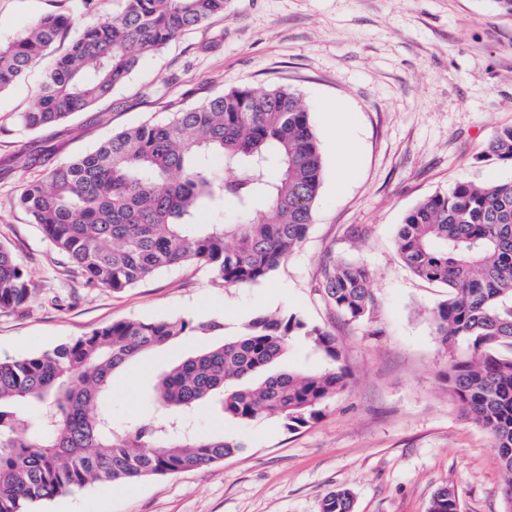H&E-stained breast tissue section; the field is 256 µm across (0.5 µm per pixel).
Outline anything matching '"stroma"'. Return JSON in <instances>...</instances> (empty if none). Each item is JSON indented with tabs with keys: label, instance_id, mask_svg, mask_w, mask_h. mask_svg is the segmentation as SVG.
<instances>
[{
	"label": "stroma",
	"instance_id": "stroma-1",
	"mask_svg": "<svg viewBox=\"0 0 512 512\" xmlns=\"http://www.w3.org/2000/svg\"><path fill=\"white\" fill-rule=\"evenodd\" d=\"M115 8V0H0V40L46 14L86 23ZM42 72L35 66L0 95V243L37 288L28 308H0V358L126 319L219 321L230 340L257 316L288 313L326 330L338 358L299 338L287 364L310 372L335 364L347 388L295 431L275 417L241 424L200 408L191 428L223 432L240 449L202 469L97 484L35 512H322L341 487L353 492L354 512H428L444 487L458 492L460 512H506L493 441L448 393V361L468 352L463 342L446 349L429 317L448 291L404 266L395 230L408 209L456 183L512 179V168L484 156L497 129L512 126V14L496 0H227L223 15L147 57L112 98L32 133L16 116L33 104ZM242 84L298 92L325 160L308 235L267 280L222 287L187 263L119 293L90 286L14 206L27 184L113 132ZM329 101L344 110L342 131L323 110ZM344 135L358 155L343 171ZM341 261L371 275L376 303L365 320L348 319L325 294V275ZM203 342L185 337L117 374L114 416L149 418L155 375Z\"/></svg>",
	"mask_w": 512,
	"mask_h": 512
}]
</instances>
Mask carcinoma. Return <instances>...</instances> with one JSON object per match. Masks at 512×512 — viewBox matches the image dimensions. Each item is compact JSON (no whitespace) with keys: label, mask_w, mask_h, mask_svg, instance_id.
Instances as JSON below:
<instances>
[{"label":"carcinoma","mask_w":512,"mask_h":512,"mask_svg":"<svg viewBox=\"0 0 512 512\" xmlns=\"http://www.w3.org/2000/svg\"><path fill=\"white\" fill-rule=\"evenodd\" d=\"M118 11L69 36L68 14L35 19L0 41V94L50 58L31 108L19 124L39 132L66 123L112 97L143 60L183 31L224 14L225 0H118ZM71 37L55 53L57 41ZM217 156L216 168L209 159ZM512 166V126L482 157ZM324 160L300 95L279 86L231 88L155 123L115 132L95 150L64 161L16 198L86 283L121 292L185 263L208 267L226 286L267 279L305 239L319 196ZM231 172V177L224 172ZM231 204V224H200L214 205ZM404 265L448 289L430 311L440 342L459 339L469 354L451 357L448 391L498 448L504 490L512 491V180L460 182L403 215L396 235ZM326 292L347 317L375 305L366 269L339 262ZM35 284L0 244V308L22 309ZM217 321L123 320L52 350L0 358V512L31 506L94 484H117L209 466L241 444L201 437L184 418L207 403L228 420L266 415L290 430L319 418L346 388L345 374H305L281 365L295 336H307L331 360L334 339L294 315H264L233 340L205 346L154 381V420L117 422L114 374L142 356ZM322 512H354L347 488L329 493ZM429 512H459L442 488Z\"/></svg>","instance_id":"obj_1"}]
</instances>
